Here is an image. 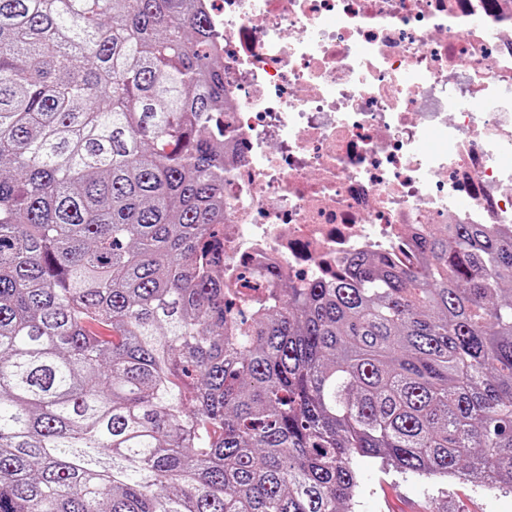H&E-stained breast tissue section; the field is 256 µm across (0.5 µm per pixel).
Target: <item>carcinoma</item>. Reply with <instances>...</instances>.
Wrapping results in <instances>:
<instances>
[{"instance_id":"cac0c4a2","label":"carcinoma","mask_w":512,"mask_h":512,"mask_svg":"<svg viewBox=\"0 0 512 512\" xmlns=\"http://www.w3.org/2000/svg\"><path fill=\"white\" fill-rule=\"evenodd\" d=\"M196 0H0V512H349L357 456L512 490V232L224 288Z\"/></svg>"}]
</instances>
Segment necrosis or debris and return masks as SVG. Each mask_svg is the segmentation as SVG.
Returning <instances> with one entry per match:
<instances>
[{
	"label": "necrosis or debris",
	"instance_id": "1",
	"mask_svg": "<svg viewBox=\"0 0 512 512\" xmlns=\"http://www.w3.org/2000/svg\"><path fill=\"white\" fill-rule=\"evenodd\" d=\"M224 70V285L417 262L512 226V0H202Z\"/></svg>",
	"mask_w": 512,
	"mask_h": 512
}]
</instances>
